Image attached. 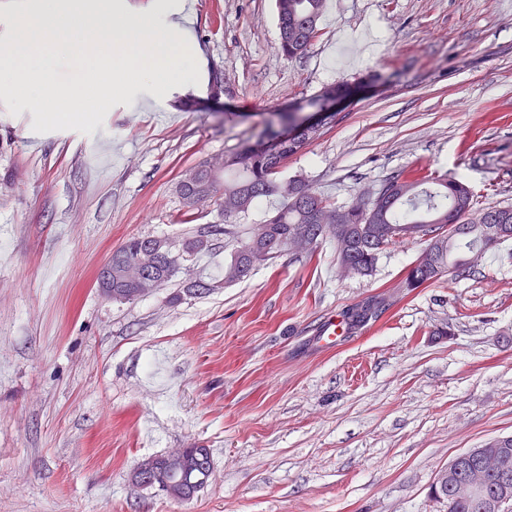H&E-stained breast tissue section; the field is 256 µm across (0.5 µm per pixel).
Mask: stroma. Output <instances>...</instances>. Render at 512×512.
Listing matches in <instances>:
<instances>
[{
	"mask_svg": "<svg viewBox=\"0 0 512 512\" xmlns=\"http://www.w3.org/2000/svg\"><path fill=\"white\" fill-rule=\"evenodd\" d=\"M194 3L198 83L137 91L89 135L35 132L0 99V512H444L437 472L512 435V240L413 291L421 238L368 276L340 270L327 238L181 296L223 274L270 197L152 294L114 302L96 279L130 237L223 226L210 201L184 222L185 171L340 80L351 99L281 178L345 206L433 173L480 207L512 205V0H329L293 59L275 0ZM382 293L376 321L327 343L326 322ZM177 448L210 453L192 500L132 485L141 460Z\"/></svg>",
	"mask_w": 512,
	"mask_h": 512,
	"instance_id": "35a3bbf8",
	"label": "stroma"
}]
</instances>
